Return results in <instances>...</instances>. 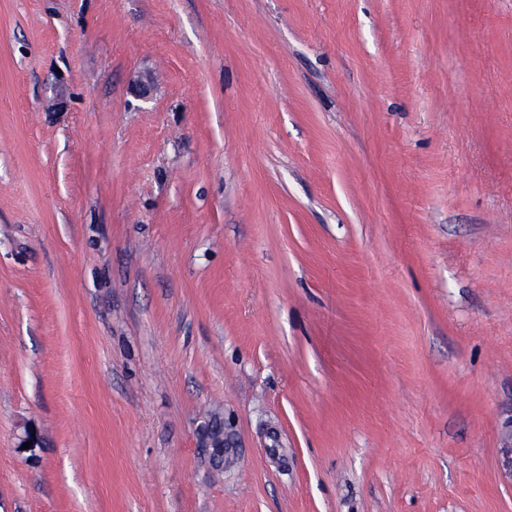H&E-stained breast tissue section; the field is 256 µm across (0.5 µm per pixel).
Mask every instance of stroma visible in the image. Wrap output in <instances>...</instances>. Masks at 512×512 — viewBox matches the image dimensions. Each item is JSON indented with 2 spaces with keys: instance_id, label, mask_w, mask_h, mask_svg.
<instances>
[{
  "instance_id": "1",
  "label": "stroma",
  "mask_w": 512,
  "mask_h": 512,
  "mask_svg": "<svg viewBox=\"0 0 512 512\" xmlns=\"http://www.w3.org/2000/svg\"><path fill=\"white\" fill-rule=\"evenodd\" d=\"M511 429L512 0H0V512H512Z\"/></svg>"
}]
</instances>
